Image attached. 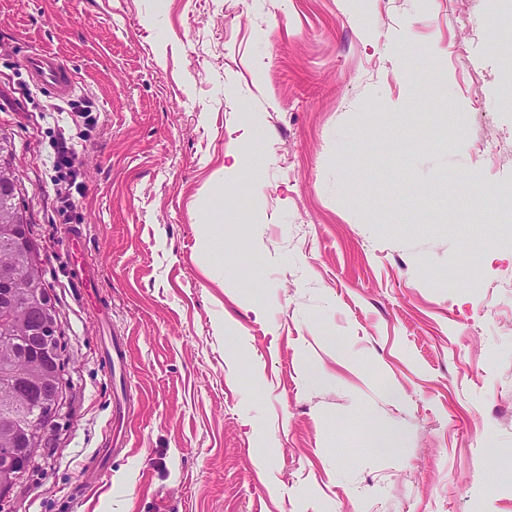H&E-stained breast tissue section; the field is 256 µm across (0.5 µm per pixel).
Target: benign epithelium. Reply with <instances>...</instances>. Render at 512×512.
Listing matches in <instances>:
<instances>
[{
  "label": "benign epithelium",
  "mask_w": 512,
  "mask_h": 512,
  "mask_svg": "<svg viewBox=\"0 0 512 512\" xmlns=\"http://www.w3.org/2000/svg\"><path fill=\"white\" fill-rule=\"evenodd\" d=\"M21 293L25 294L29 301L30 315L25 328L28 347L23 354L15 355L16 361L22 366V370L17 372L13 382L12 395L15 397L23 395L24 382L29 378L25 368L39 367L46 360L57 365L60 355L58 324L52 320V314L43 302L41 289L33 285L21 288L18 284L11 283L0 289V302L5 304ZM43 393L46 396L45 408L55 409L62 396V383L58 376L53 375L46 380ZM44 418L45 413L42 412L25 427L18 440L22 448L21 453H16L11 458L5 457V467L0 469V501L9 495L14 480L23 472L30 458L36 453L37 436L41 432Z\"/></svg>",
  "instance_id": "1"
}]
</instances>
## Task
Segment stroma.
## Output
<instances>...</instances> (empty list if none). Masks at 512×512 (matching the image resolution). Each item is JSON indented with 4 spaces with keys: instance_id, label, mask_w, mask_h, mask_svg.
I'll use <instances>...</instances> for the list:
<instances>
[{
    "instance_id": "1",
    "label": "stroma",
    "mask_w": 512,
    "mask_h": 512,
    "mask_svg": "<svg viewBox=\"0 0 512 512\" xmlns=\"http://www.w3.org/2000/svg\"><path fill=\"white\" fill-rule=\"evenodd\" d=\"M510 44L489 0H0V136L65 363L0 512H512ZM33 51L74 95L31 80ZM250 126L239 224L222 186ZM24 67L35 84L52 88L59 97H68L76 91L72 76L51 53L27 54ZM74 159V155L68 147L67 140H62L57 147L55 166L59 170H66L64 171V179H69V182L71 183L73 180L75 182L79 175V168L75 165Z\"/></svg>"
}]
</instances>
